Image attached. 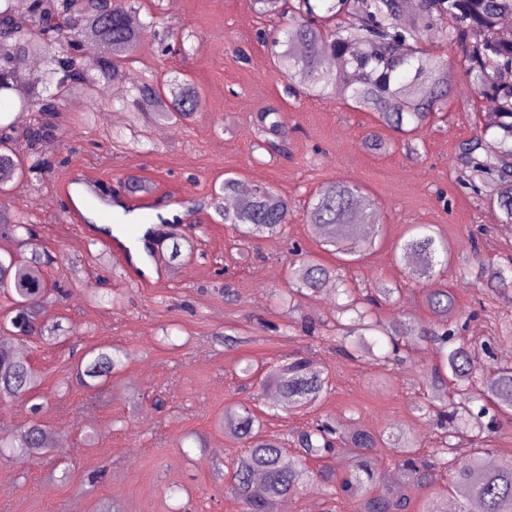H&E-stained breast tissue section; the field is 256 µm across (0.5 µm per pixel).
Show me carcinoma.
I'll return each mask as SVG.
<instances>
[{
  "instance_id": "1",
  "label": "carcinoma",
  "mask_w": 512,
  "mask_h": 512,
  "mask_svg": "<svg viewBox=\"0 0 512 512\" xmlns=\"http://www.w3.org/2000/svg\"><path fill=\"white\" fill-rule=\"evenodd\" d=\"M288 0H252L256 14L285 13ZM132 26L129 18L141 12V0H28L24 13L15 0H0V101L15 97L18 109H0V194L23 181L41 180L51 161L41 146L60 135L57 94L67 87L92 101L102 82L121 83L118 102L136 121L146 124L187 125L198 110L199 92L192 81L174 76L160 80L151 71L133 66L140 41L147 35L171 38L181 54L198 50L193 31L157 30L161 0ZM295 17L283 38L271 41L274 65L293 83L292 91L322 99L341 90L343 100L357 111L374 114L376 126L364 139L366 147L387 146L381 131L400 138L403 148L418 151V140L438 114L448 107L451 66L423 46L427 29L457 45L464 58L463 76L473 96L492 100L496 109L461 141L452 161L458 179L477 196L489 195L499 221L512 224V83L499 79L512 70V29L500 24L512 14V0H417L415 16H407L405 0H294ZM94 42L100 49L95 63L69 50L75 41ZM49 56V75L33 77L16 68L17 58ZM264 131L285 136L281 113L258 115ZM31 144L23 158L13 148L15 134ZM239 193V182L227 177L214 190L215 213L244 237L282 234L290 223L288 198L267 185H256L239 205L224 209V197ZM305 224L321 249L342 261L326 265L307 253L289 264L287 293L281 303L292 308L296 297L320 292L332 283L343 301L334 304L329 321L335 335L307 327L308 337L329 342L342 358L372 360L386 368L406 362L412 350L432 347L435 364L422 370V399L411 406L421 418L436 417L438 444L426 460L416 456L417 435L409 429L386 437L358 426L344 429L318 419L296 431L293 440L262 431V419L249 408L224 409V433L240 447L232 460L229 490L242 512H278L279 503L311 485H323L328 501L338 497L358 503V512H411L406 490L431 491L426 512H448V497L461 501V512H512V458L499 459L486 469V456L495 448H471L473 438L490 439L502 419H512V365L498 364L486 374L474 371L478 354L491 356V342L462 335L481 312L458 307L442 280L451 252L448 241L423 225V232L400 244L408 278L425 286V302L437 319L386 322L375 309L390 302L400 288L379 284L356 290L345 287L343 269L362 260L374 247L380 216L366 200L363 187L339 179L324 183L308 199ZM0 235L12 238L30 253L0 254V288L12 302L9 331L39 339L52 348L64 337L61 323L46 318L59 287L50 280L56 264L51 252L32 245L35 224L23 214L0 212ZM471 258L459 277L486 287L512 304V258L487 270L477 233H470ZM386 342L381 354L378 340ZM63 381L94 390L122 366L121 350L110 345L88 352ZM264 382L280 393L271 409L298 414L315 408L330 393L328 373L306 356H294L266 369ZM42 374L26 359L0 345V399L33 400ZM52 433L32 420L0 437L19 460L39 458L51 450ZM341 455L350 464L341 472L324 465Z\"/></svg>"
}]
</instances>
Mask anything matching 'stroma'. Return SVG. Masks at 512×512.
<instances>
[{
    "label": "stroma",
    "instance_id": "35a3bbf8",
    "mask_svg": "<svg viewBox=\"0 0 512 512\" xmlns=\"http://www.w3.org/2000/svg\"><path fill=\"white\" fill-rule=\"evenodd\" d=\"M165 26H187L197 36L198 52L189 58L164 54L153 38L138 49V67L157 75L178 71L201 93L194 121L176 126L169 137L151 135L146 144L129 140L130 116L117 123L105 113L119 111L115 96L98 97V115L86 119L82 100L61 114V135L44 144L55 169L38 188L19 187L6 197V209L31 215L41 245L58 257L53 269L67 294L48 318L66 334L53 348L22 343L28 361L44 374L38 391L40 420L58 434L60 444L26 464L0 459V512H241L240 503L215 477L218 465L238 452L220 420L226 407L263 409L270 387L243 384L241 363L261 370L288 355L310 353L335 386L318 409L337 425L373 432L415 428L420 454L434 444L432 424L415 417L410 405L420 394L419 370L435 363L434 352H411L410 362L380 368L371 361L347 362L332 346L304 336L306 319L329 314L333 299L301 297L295 309L276 304L272 292L288 285L289 248L299 243L336 264L320 250L304 222L308 198L323 183L347 179L363 185L381 217L375 249L346 268L350 287L371 288L397 282L402 294L379 308L381 319L431 320L424 290L404 275L398 243L411 225L433 226L446 238L453 265L470 255L468 233L484 227L481 250L497 264L512 255V235H504L498 210L489 198L462 187L448 165L457 144L468 138L487 111L472 100L462 78L461 51L440 42L434 30L422 43L454 63L448 109L442 122L422 135L419 152L394 147L383 153L365 148L374 127L372 114L349 108L341 95L317 100L288 95V79L272 63L265 34L282 29V18L261 19L250 0H164ZM268 108L288 118V154L270 157L253 150L257 116ZM75 169L95 181L124 190L128 176L150 183L153 200L182 213L179 224L160 228L164 247L173 239L192 242V251L170 263L168 276L145 288L129 281L119 260L100 245L80 248L64 209L65 180ZM242 185H268L288 197L293 213L283 237L246 240L224 224L210 205V194L226 177ZM196 207L186 214L185 196ZM106 298H86L87 287ZM290 335H281V325ZM172 329L164 337V329ZM241 336L225 348V330ZM112 344L125 352L124 365L96 391L63 390L61 379L88 349Z\"/></svg>",
    "mask_w": 512,
    "mask_h": 512
}]
</instances>
